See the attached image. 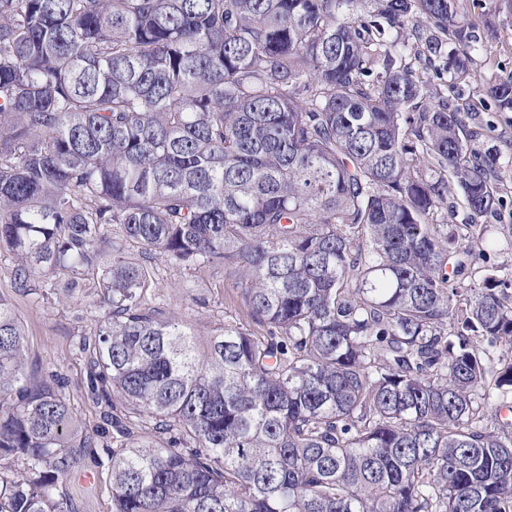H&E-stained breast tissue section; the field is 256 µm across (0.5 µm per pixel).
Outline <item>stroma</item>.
<instances>
[{"instance_id":"stroma-1","label":"stroma","mask_w":512,"mask_h":512,"mask_svg":"<svg viewBox=\"0 0 512 512\" xmlns=\"http://www.w3.org/2000/svg\"><path fill=\"white\" fill-rule=\"evenodd\" d=\"M455 6L481 36L483 47L454 89H447L445 80L431 78L425 103L433 105L442 96L449 108L477 110L471 146L496 168L500 197L496 211L479 221L491 225L499 240L491 263L512 267V111L500 110L487 93L512 73V0H455ZM14 265L10 254L0 255V297L12 303L25 325L26 355L34 378L46 382L54 374L62 377L76 420L89 431L102 427L104 407L89 394L86 358L77 350L78 343L93 333L102 308L91 294L72 298L60 294L32 303L14 288ZM154 268L155 294L199 337L222 326L225 315L234 311L223 269L195 271L160 260ZM78 455L77 467L58 486L59 499L72 512H112L108 449L82 448Z\"/></svg>"}]
</instances>
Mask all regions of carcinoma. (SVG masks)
Listing matches in <instances>:
<instances>
[{
    "instance_id": "carcinoma-1",
    "label": "carcinoma",
    "mask_w": 512,
    "mask_h": 512,
    "mask_svg": "<svg viewBox=\"0 0 512 512\" xmlns=\"http://www.w3.org/2000/svg\"><path fill=\"white\" fill-rule=\"evenodd\" d=\"M481 49L453 0H0V252L23 296H99L113 512H512V278L437 223L495 170L416 66ZM157 260L224 268L262 332L200 345ZM24 336L0 297V512H66L92 436Z\"/></svg>"
}]
</instances>
